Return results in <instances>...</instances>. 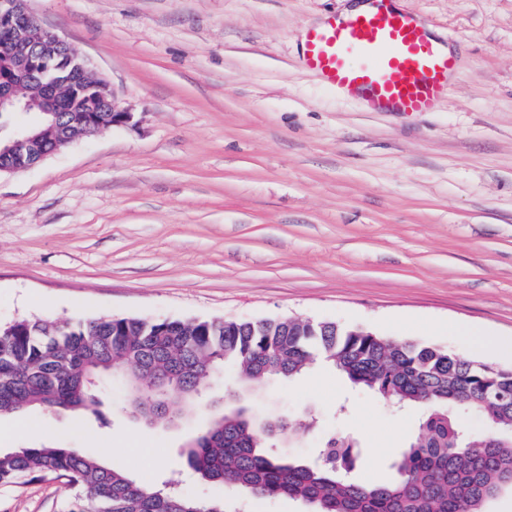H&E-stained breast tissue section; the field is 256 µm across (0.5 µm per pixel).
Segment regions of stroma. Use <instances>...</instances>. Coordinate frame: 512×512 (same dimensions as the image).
<instances>
[{
	"instance_id": "stroma-1",
	"label": "stroma",
	"mask_w": 512,
	"mask_h": 512,
	"mask_svg": "<svg viewBox=\"0 0 512 512\" xmlns=\"http://www.w3.org/2000/svg\"><path fill=\"white\" fill-rule=\"evenodd\" d=\"M349 0H30L129 123L0 175V323L35 317L267 319L363 327L512 369V0H400L455 56L424 113L369 112L300 63L306 32ZM494 335L476 349L470 335ZM33 410L0 418V452L49 445L213 495L181 450L209 421ZM257 409L335 432L356 475L389 480L417 431L315 366ZM64 480L0 483V512H66Z\"/></svg>"
}]
</instances>
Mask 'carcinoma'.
Returning <instances> with one entry per match:
<instances>
[{"label":"carcinoma","mask_w":512,"mask_h":512,"mask_svg":"<svg viewBox=\"0 0 512 512\" xmlns=\"http://www.w3.org/2000/svg\"><path fill=\"white\" fill-rule=\"evenodd\" d=\"M60 124L83 135L81 103L62 98ZM333 367L353 387L400 407L421 408L418 430L392 460L396 477L368 484L354 473L352 442L327 437L316 459L277 446L310 427L239 405L216 410L182 450L204 482L260 499L284 498L307 512H486L512 489V369L452 351L335 322L149 320L98 317L71 324L21 319L0 325V417L34 408L101 416L100 396L122 379V410L182 423L203 393L233 371L230 397L253 393L314 364ZM483 423L469 430L461 415ZM55 474L74 490L69 512H230L225 496L199 498L166 483L145 484L81 448L39 446L0 453V483Z\"/></svg>","instance_id":"1"}]
</instances>
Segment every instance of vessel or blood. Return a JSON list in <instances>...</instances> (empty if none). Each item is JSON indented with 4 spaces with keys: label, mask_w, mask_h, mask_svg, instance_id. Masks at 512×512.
Listing matches in <instances>:
<instances>
[{
    "label": "vessel or blood",
    "mask_w": 512,
    "mask_h": 512,
    "mask_svg": "<svg viewBox=\"0 0 512 512\" xmlns=\"http://www.w3.org/2000/svg\"><path fill=\"white\" fill-rule=\"evenodd\" d=\"M372 9L332 17L311 29L303 66L339 90L361 97L369 111H432L448 90L456 61L432 39L418 15L372 0Z\"/></svg>",
    "instance_id": "b4317fda"
}]
</instances>
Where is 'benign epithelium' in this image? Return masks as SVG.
<instances>
[{
  "mask_svg": "<svg viewBox=\"0 0 512 512\" xmlns=\"http://www.w3.org/2000/svg\"><path fill=\"white\" fill-rule=\"evenodd\" d=\"M30 0H0V28L8 31L12 37V52L8 70L0 72V112L32 111L30 100L20 96L16 89L31 80L41 82L44 94L53 98L57 95L60 84L70 87L75 95L85 94L91 88L97 94L87 97L84 111L112 113V125H121L129 121L130 112L122 108L115 100L109 84L101 79L90 87L85 82L89 73L86 60L76 55L68 58L71 69L65 77L59 71L65 69L58 54L38 53L34 42L27 32L35 29L40 35L47 36L58 49L68 47V43L52 29L43 26L29 8ZM57 152L48 149L42 140V133L23 123L14 128L5 139H0V174L13 173L29 169L47 156Z\"/></svg>",
  "mask_w": 512,
  "mask_h": 512,
  "instance_id": "7a95c632",
  "label": "benign epithelium"
}]
</instances>
